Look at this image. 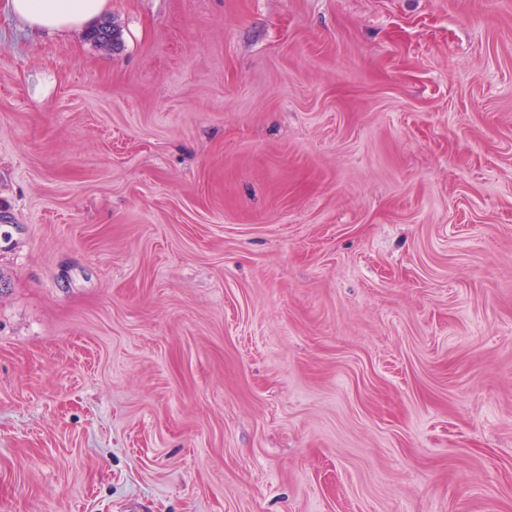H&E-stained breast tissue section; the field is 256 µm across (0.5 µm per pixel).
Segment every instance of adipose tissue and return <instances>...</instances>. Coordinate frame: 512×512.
Returning <instances> with one entry per match:
<instances>
[{"label": "adipose tissue", "mask_w": 512, "mask_h": 512, "mask_svg": "<svg viewBox=\"0 0 512 512\" xmlns=\"http://www.w3.org/2000/svg\"><path fill=\"white\" fill-rule=\"evenodd\" d=\"M107 7L108 0H9L11 15L39 34L82 28Z\"/></svg>", "instance_id": "obj_1"}]
</instances>
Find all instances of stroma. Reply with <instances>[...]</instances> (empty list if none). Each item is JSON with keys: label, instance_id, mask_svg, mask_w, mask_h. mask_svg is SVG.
<instances>
[{"label": "stroma", "instance_id": "stroma-1", "mask_svg": "<svg viewBox=\"0 0 512 512\" xmlns=\"http://www.w3.org/2000/svg\"><path fill=\"white\" fill-rule=\"evenodd\" d=\"M0 0V512H512V0ZM109 0H9L11 15L31 33L80 29L108 8Z\"/></svg>", "mask_w": 512, "mask_h": 512}]
</instances>
